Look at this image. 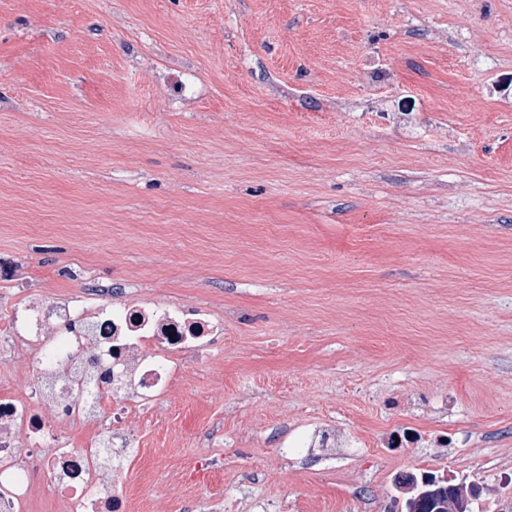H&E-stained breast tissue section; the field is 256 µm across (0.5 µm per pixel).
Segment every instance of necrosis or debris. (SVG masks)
Wrapping results in <instances>:
<instances>
[{"mask_svg":"<svg viewBox=\"0 0 512 512\" xmlns=\"http://www.w3.org/2000/svg\"><path fill=\"white\" fill-rule=\"evenodd\" d=\"M222 327L202 312L144 302L23 298L0 309V355L40 347L34 375L0 390V512L52 503L63 512H126L117 471L96 465L99 444L126 448L128 421L174 386L181 353L205 350ZM34 468L49 491L30 482Z\"/></svg>","mask_w":512,"mask_h":512,"instance_id":"obj_1","label":"necrosis or debris"}]
</instances>
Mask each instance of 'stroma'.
I'll return each mask as SVG.
<instances>
[{
	"instance_id": "1",
	"label": "stroma",
	"mask_w": 512,
	"mask_h": 512,
	"mask_svg": "<svg viewBox=\"0 0 512 512\" xmlns=\"http://www.w3.org/2000/svg\"><path fill=\"white\" fill-rule=\"evenodd\" d=\"M507 69L512 0H0V305L224 320L131 420L130 512H400L426 472L512 512ZM401 96L376 95L372 101V110L379 121H389L390 119L407 118L409 113L399 108V101L396 98Z\"/></svg>"
}]
</instances>
